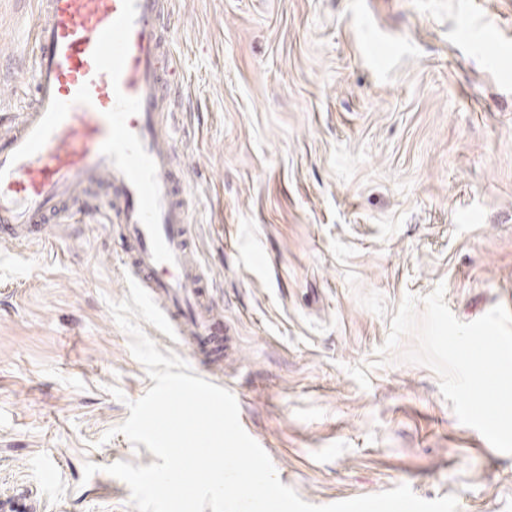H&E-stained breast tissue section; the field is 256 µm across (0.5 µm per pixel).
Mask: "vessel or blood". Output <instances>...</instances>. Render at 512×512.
<instances>
[{
    "label": "vessel or blood",
    "instance_id": "1",
    "mask_svg": "<svg viewBox=\"0 0 512 512\" xmlns=\"http://www.w3.org/2000/svg\"><path fill=\"white\" fill-rule=\"evenodd\" d=\"M33 98L0 116V242L29 243L97 187L134 280L189 354L224 335L187 227V185L161 118L179 94L161 58L170 0H38Z\"/></svg>",
    "mask_w": 512,
    "mask_h": 512
}]
</instances>
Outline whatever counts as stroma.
<instances>
[{
	"label": "stroma",
	"mask_w": 512,
	"mask_h": 512,
	"mask_svg": "<svg viewBox=\"0 0 512 512\" xmlns=\"http://www.w3.org/2000/svg\"><path fill=\"white\" fill-rule=\"evenodd\" d=\"M172 5L168 123L231 339L195 375L234 395L308 503L406 484L512 512V455L402 361L415 337L378 354L408 294L444 285L463 322L512 311V0ZM37 22L38 0H0V110L15 116ZM123 255L100 212L0 244V503L15 512H136L105 471L155 461L116 431L154 385L108 306L129 295Z\"/></svg>",
	"instance_id": "stroma-1"
}]
</instances>
